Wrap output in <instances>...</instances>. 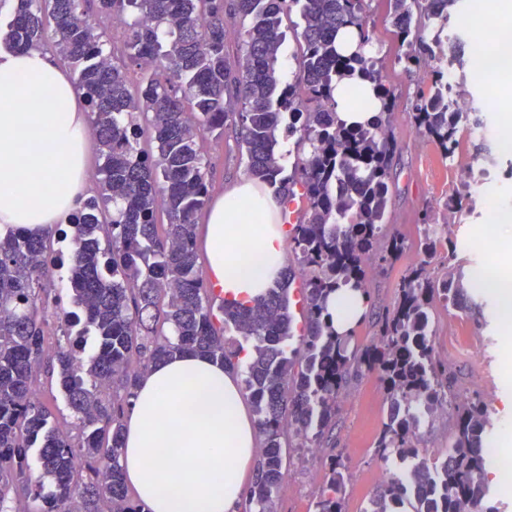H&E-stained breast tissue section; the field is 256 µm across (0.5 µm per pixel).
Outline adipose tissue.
<instances>
[{
	"mask_svg": "<svg viewBox=\"0 0 512 512\" xmlns=\"http://www.w3.org/2000/svg\"><path fill=\"white\" fill-rule=\"evenodd\" d=\"M87 126L77 94L45 52L0 51V223L38 232L78 210ZM279 201L241 178L212 206L206 259L230 301L250 303L285 264V233L272 224ZM328 308L336 331L360 321L365 297L348 288ZM257 429L238 378L185 353L154 363L125 419L122 466L150 512H238ZM179 461L170 470L168 456Z\"/></svg>",
	"mask_w": 512,
	"mask_h": 512,
	"instance_id": "adipose-tissue-1",
	"label": "adipose tissue"
}]
</instances>
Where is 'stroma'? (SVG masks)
<instances>
[{
  "instance_id": "1",
  "label": "stroma",
  "mask_w": 512,
  "mask_h": 512,
  "mask_svg": "<svg viewBox=\"0 0 512 512\" xmlns=\"http://www.w3.org/2000/svg\"><path fill=\"white\" fill-rule=\"evenodd\" d=\"M369 30L375 55L380 60L382 80L397 102L392 134L396 152L391 169V199L386 237L377 250L385 252L387 237L396 234L404 242L402 256L384 262L372 258L367 281L368 297L361 321L352 330V346L365 347L379 334L381 320L392 310L397 286L418 255L426 225L446 232L456 249L449 264H432L433 274L449 269L464 273L465 297L461 305L437 304L432 316L431 343L437 357L457 377L454 394L461 399L493 400L488 411L500 453L512 461V326H506L498 312L497 300L478 286L482 274L499 261L512 260V242L497 241L495 214L512 210V155L499 153L495 132L505 129L504 115L512 112V98L504 96L502 83L467 74L466 90L485 123L486 135L461 133L462 145L455 160H447L414 126L407 103L417 87L431 81L429 72L405 71L395 64L396 43L390 31L383 0H372ZM201 150L208 163L212 198L223 196L248 168L234 133L219 139L206 138ZM475 202L471 214L449 213V198ZM33 388L52 414L53 424L62 432L77 435L78 427L65 405L54 376L39 372ZM386 393L377 373L351 376L336 413V429L329 444L318 454H309L296 439L284 450V478L276 499L277 512H313L329 469L331 458L341 459L348 473L343 490L346 512H367L380 485V472L396 476L409 463L396 456L381 457L375 450L386 414Z\"/></svg>"
}]
</instances>
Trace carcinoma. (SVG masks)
<instances>
[{
	"mask_svg": "<svg viewBox=\"0 0 512 512\" xmlns=\"http://www.w3.org/2000/svg\"><path fill=\"white\" fill-rule=\"evenodd\" d=\"M96 2L98 24L88 19ZM370 0H235L244 54L224 46V0H16L7 23V48L50 51L71 69L100 159V191L88 197L63 242L69 297L76 311L52 354L44 347L49 305L46 238L20 226L0 230V512H148L129 497L123 477L124 416L148 367L185 351L242 368L261 443L246 498L247 512H276L288 435L319 448L336 426L338 398L365 368L387 390L381 456L411 459L409 479H393L371 512H425L406 496L409 484L437 478L441 512H482L489 489L483 448L488 419L477 401L454 406L451 464L432 474L413 444L418 407L429 419L448 408L455 375L435 355L430 314L437 301L463 296L461 277L431 275L441 237L426 229L422 257L398 285L378 342L358 350L328 319L329 295L350 286L362 293L367 263L387 222L389 177L396 144L395 102L381 81L367 28ZM405 70L427 68V88L412 102L415 128L453 159L469 113L452 107L463 84L448 81L434 47L448 39L461 53L460 32H448L462 0H387ZM300 8L298 69L283 82L284 21ZM123 24L125 55L112 52L107 29ZM356 33L339 51L338 32ZM433 30L431 41L424 31ZM372 83L380 107L372 122L349 128L336 121V86ZM240 108H231V101ZM151 116L156 150L137 148L140 118ZM297 135V161L284 173L277 131L284 117ZM235 132L248 169L283 207L300 198L306 217L289 230L304 286L293 299L288 268L265 296L222 302L214 314L212 283L197 269V229L210 198L201 142ZM168 216L156 233L158 207ZM302 323L294 329V306ZM56 375L80 436L59 432L32 390L38 368ZM40 473L32 478L29 451ZM345 464L331 462L314 512H345Z\"/></svg>",
	"mask_w": 512,
	"mask_h": 512,
	"instance_id": "carcinoma-1",
	"label": "carcinoma"
}]
</instances>
